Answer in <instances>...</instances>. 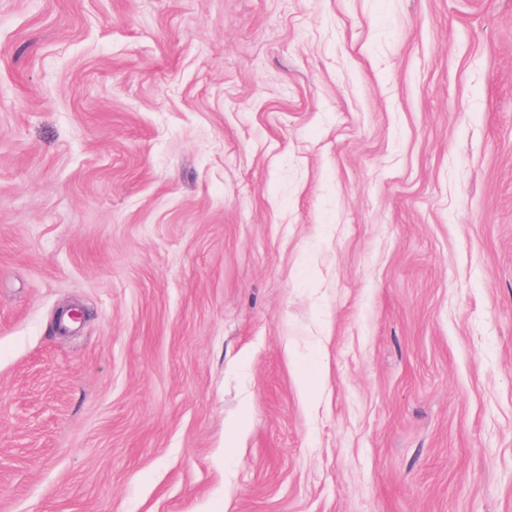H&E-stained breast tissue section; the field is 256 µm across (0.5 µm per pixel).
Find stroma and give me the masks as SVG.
Masks as SVG:
<instances>
[{
  "label": "stroma",
  "mask_w": 512,
  "mask_h": 512,
  "mask_svg": "<svg viewBox=\"0 0 512 512\" xmlns=\"http://www.w3.org/2000/svg\"><path fill=\"white\" fill-rule=\"evenodd\" d=\"M0 512H512V0H0Z\"/></svg>",
  "instance_id": "stroma-1"
}]
</instances>
